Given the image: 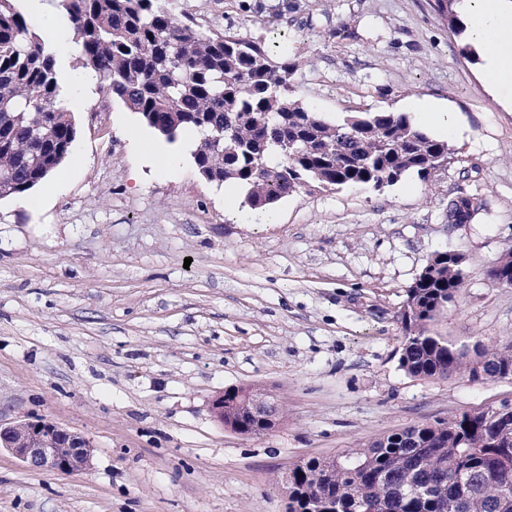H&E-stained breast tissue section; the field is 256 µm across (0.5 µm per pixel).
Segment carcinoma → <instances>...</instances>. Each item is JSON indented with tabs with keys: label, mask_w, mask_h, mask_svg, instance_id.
<instances>
[{
	"label": "carcinoma",
	"mask_w": 512,
	"mask_h": 512,
	"mask_svg": "<svg viewBox=\"0 0 512 512\" xmlns=\"http://www.w3.org/2000/svg\"><path fill=\"white\" fill-rule=\"evenodd\" d=\"M0 0V199L24 197L71 154L77 129L61 105L67 88L52 41L16 5ZM453 0L434 9L460 33ZM75 51L110 94L168 141L197 134L192 157L208 181L231 182L253 207L311 189L380 188L408 172L448 167V142L403 112H355L327 120L288 96L300 60L277 63L265 43L206 34L177 20L164 0H56ZM293 143L296 151L288 152ZM481 202L448 199V223L472 220ZM463 256L439 252L406 291L399 366L420 379L479 380L512 369V340L457 346L431 329L465 288ZM485 408L406 426L295 465L288 512H512V417Z\"/></svg>",
	"instance_id": "cac0c4a2"
}]
</instances>
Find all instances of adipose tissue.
Listing matches in <instances>:
<instances>
[{
  "label": "adipose tissue",
  "instance_id": "adipose-tissue-1",
  "mask_svg": "<svg viewBox=\"0 0 512 512\" xmlns=\"http://www.w3.org/2000/svg\"><path fill=\"white\" fill-rule=\"evenodd\" d=\"M457 10L493 94L512 108V0H459Z\"/></svg>",
  "mask_w": 512,
  "mask_h": 512
}]
</instances>
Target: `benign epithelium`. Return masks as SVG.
Instances as JSON below:
<instances>
[{"label": "benign epithelium", "instance_id": "benign-epithelium-1", "mask_svg": "<svg viewBox=\"0 0 512 512\" xmlns=\"http://www.w3.org/2000/svg\"><path fill=\"white\" fill-rule=\"evenodd\" d=\"M212 412L219 421H224V412L241 413L256 419L259 423L274 429L279 418L267 396L252 397L246 392L238 393V399L231 406L224 404L220 394L212 401ZM67 441L69 451L61 455L58 449L49 447L54 438ZM89 442L82 436L71 433L50 421L28 422V436L20 443H9L7 449L19 460L27 462L39 459L46 466L63 472H77L86 468L89 460Z\"/></svg>", "mask_w": 512, "mask_h": 512}]
</instances>
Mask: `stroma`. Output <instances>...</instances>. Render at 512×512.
I'll return each mask as SVG.
<instances>
[{"label":"stroma","mask_w":512,"mask_h":512,"mask_svg":"<svg viewBox=\"0 0 512 512\" xmlns=\"http://www.w3.org/2000/svg\"><path fill=\"white\" fill-rule=\"evenodd\" d=\"M19 6L56 35L78 133L58 176L0 200V424L45 419L93 452L63 473L0 449V512H286L285 476L304 459L512 401V380H423L398 362L406 290L442 251L463 255L465 287L433 330L512 339V288L488 277L512 249V110L429 0H167L202 32L301 55L289 97L328 120L427 100L466 128L429 180L260 210L229 205L190 153L158 175L141 144L166 139L82 84L53 0ZM460 192L485 202L468 224L448 221ZM235 386L274 398L273 431L213 416Z\"/></svg>","instance_id":"35a3bbf8"}]
</instances>
